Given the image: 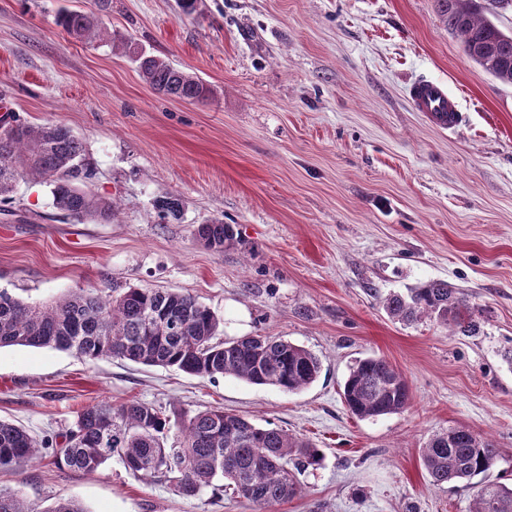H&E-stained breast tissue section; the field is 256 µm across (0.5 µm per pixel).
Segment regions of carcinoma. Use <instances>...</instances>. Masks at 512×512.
<instances>
[{"label":"carcinoma","instance_id":"obj_1","mask_svg":"<svg viewBox=\"0 0 512 512\" xmlns=\"http://www.w3.org/2000/svg\"><path fill=\"white\" fill-rule=\"evenodd\" d=\"M112 0H95L104 12ZM448 29L462 40L466 55L482 71L512 84V35L482 14L477 0H435ZM97 12L62 10L56 24L86 44L106 43L133 55L139 72L158 92L186 100H206L212 91L165 59L135 51L116 39ZM26 174L52 185L54 206L78 220L112 221V204L84 189L90 171L82 141L61 124L34 125L0 119V203L10 199L14 183ZM157 209L174 218L182 203L174 196L157 201ZM195 239L222 252L230 239L221 220L199 224ZM387 313L412 323L427 317L474 335L479 325L466 299L448 283L430 281L383 301ZM223 319L189 294L156 288H128L112 296L72 292L46 304L25 302L0 291V348L24 346L73 353L88 361L123 358L146 365L175 367L187 374L233 376L253 385L283 391L302 390L321 373L320 359L302 346L273 336H244L218 341ZM347 408L361 419L403 411L411 400L401 373L382 357L356 362L344 383ZM181 427V442L166 446L171 422ZM51 453L55 464L94 473L114 457L135 477L162 478L183 496H196L221 482L252 503L256 512L286 502L302 492L294 471L318 464L319 450L304 438L279 428H264L249 419L207 408L190 417L167 415L148 403L130 400L118 407L108 401L86 406L65 435L62 446L49 448L25 428L0 420V468H19ZM499 449L465 427L433 435L421 459L432 485L487 476ZM0 512H87L69 499L45 511L19 491L0 486ZM470 512H512V486L483 480L475 486Z\"/></svg>","mask_w":512,"mask_h":512}]
</instances>
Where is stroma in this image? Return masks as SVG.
<instances>
[{"mask_svg":"<svg viewBox=\"0 0 512 512\" xmlns=\"http://www.w3.org/2000/svg\"><path fill=\"white\" fill-rule=\"evenodd\" d=\"M91 0H0V106L68 127L113 202L108 222L76 221L48 184L22 178L0 214V290L30 303L129 287L187 293L223 320L221 337L280 336L323 370L288 393L50 348L0 349V419L59 439L87 404L140 400L191 415L208 407L309 439L319 465L301 496L267 512H468L465 483L433 487L421 450L466 427L500 451L512 481V84L467 58L434 0H112L103 21L199 78L212 99L159 94L136 63L68 36L62 10ZM437 80L460 119L416 111L411 86ZM175 196L179 218L157 199ZM223 220V251L192 237ZM432 280L468 300L475 335L393 320L382 300ZM404 376L402 412L359 419L343 384L355 361ZM33 504L87 512H254L228 488L187 497L131 475L119 458L84 474L43 457L0 470Z\"/></svg>","mask_w":512,"mask_h":512,"instance_id":"stroma-1","label":"stroma"}]
</instances>
